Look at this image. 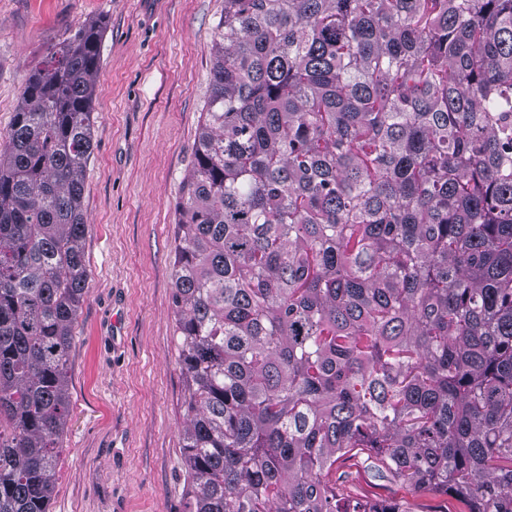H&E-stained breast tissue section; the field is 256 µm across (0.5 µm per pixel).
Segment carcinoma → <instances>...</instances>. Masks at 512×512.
Wrapping results in <instances>:
<instances>
[{
  "mask_svg": "<svg viewBox=\"0 0 512 512\" xmlns=\"http://www.w3.org/2000/svg\"><path fill=\"white\" fill-rule=\"evenodd\" d=\"M101 30L0 146V512L54 494ZM215 55L172 262L187 512H512V0H224ZM357 487V490L363 494H367L370 497L376 498L377 500H389V501H413L414 494L408 487L401 484H388L384 481H376L365 476H359L358 478L350 481Z\"/></svg>",
  "mask_w": 512,
  "mask_h": 512,
  "instance_id": "cac0c4a2",
  "label": "carcinoma"
}]
</instances>
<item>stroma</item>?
<instances>
[{
    "instance_id": "35a3bbf8",
    "label": "stroma",
    "mask_w": 512,
    "mask_h": 512,
    "mask_svg": "<svg viewBox=\"0 0 512 512\" xmlns=\"http://www.w3.org/2000/svg\"><path fill=\"white\" fill-rule=\"evenodd\" d=\"M224 0H0V135L29 77L102 24L84 170L86 291L51 512H184L172 243Z\"/></svg>"
}]
</instances>
